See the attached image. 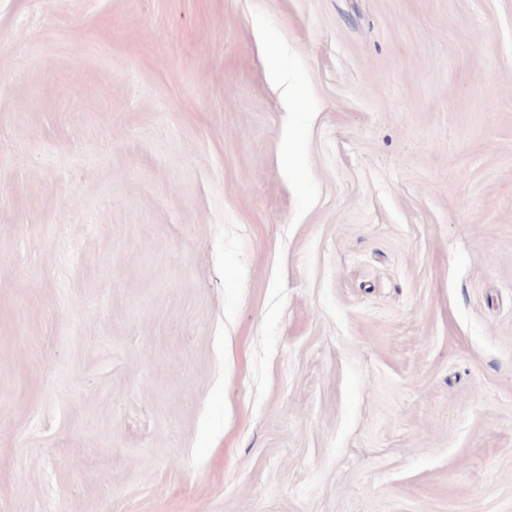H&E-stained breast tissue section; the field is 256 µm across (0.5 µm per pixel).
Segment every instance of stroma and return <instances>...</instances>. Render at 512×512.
Returning a JSON list of instances; mask_svg holds the SVG:
<instances>
[{
  "label": "stroma",
  "mask_w": 512,
  "mask_h": 512,
  "mask_svg": "<svg viewBox=\"0 0 512 512\" xmlns=\"http://www.w3.org/2000/svg\"><path fill=\"white\" fill-rule=\"evenodd\" d=\"M0 512H512V0H0Z\"/></svg>",
  "instance_id": "35a3bbf8"
}]
</instances>
